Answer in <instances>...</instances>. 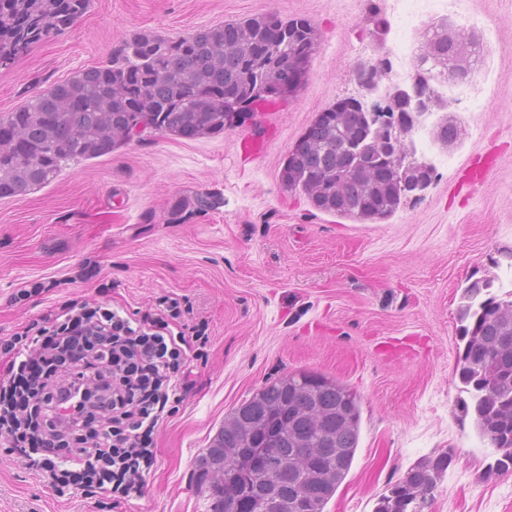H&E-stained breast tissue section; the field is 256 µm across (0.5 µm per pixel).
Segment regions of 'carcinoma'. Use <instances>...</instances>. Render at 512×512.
I'll list each match as a JSON object with an SVG mask.
<instances>
[{
    "label": "carcinoma",
    "instance_id": "1",
    "mask_svg": "<svg viewBox=\"0 0 512 512\" xmlns=\"http://www.w3.org/2000/svg\"><path fill=\"white\" fill-rule=\"evenodd\" d=\"M90 0H0V70L8 69L33 46L67 32L87 11ZM269 16L251 18L229 26L200 30L179 38L135 34L112 50L109 64L84 70L72 78L34 92L13 112L0 116V198L27 194L49 183L70 163L112 153L128 140L132 127L142 126L145 136L155 130L194 139L225 130L228 99L252 108H239L236 124L251 117L271 100L246 98V85L262 84L278 66L279 57L294 45L279 43L261 51ZM453 43L448 32L436 31L422 62L454 68ZM75 104L79 111L68 112ZM355 137L353 113H339L314 121L299 140L300 151L289 157L281 180L290 189L300 188L317 209L350 216L377 218L392 213L403 188L393 172L380 167L368 178H356L360 167L346 144ZM493 281H475L461 295L460 342L454 378L462 384L472 409L480 441L494 447L489 436L512 430V379L499 381L500 398L487 400L473 386L480 372L499 374L512 366L509 355L495 356L496 347L512 336V291H492ZM299 390L311 400L349 411L350 419L332 420L338 430L337 447L327 443L329 429L303 420L297 432L316 449L312 471L330 476L338 486L346 477L359 439L360 399L344 384L320 373H288L267 382L224 421L232 431L239 416L262 423L267 403L284 390ZM342 456H336V448ZM450 453L430 458L404 478L387 485L374 512H429L439 473L448 468ZM197 489L207 495L209 512H224V480L234 477L247 489L241 505H257L255 490L276 484L281 492L297 496L310 473L291 475L265 462L250 470L224 448L219 434L197 464Z\"/></svg>",
    "mask_w": 512,
    "mask_h": 512
}]
</instances>
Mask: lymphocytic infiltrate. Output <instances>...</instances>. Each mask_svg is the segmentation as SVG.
I'll return each mask as SVG.
<instances>
[{
	"mask_svg": "<svg viewBox=\"0 0 512 512\" xmlns=\"http://www.w3.org/2000/svg\"><path fill=\"white\" fill-rule=\"evenodd\" d=\"M180 316L174 298L153 313L69 302L43 315L38 335L0 339V435L55 494L93 486L113 512L143 496L154 434L186 387L193 344L207 342L177 331Z\"/></svg>",
	"mask_w": 512,
	"mask_h": 512,
	"instance_id": "1",
	"label": "lymphocytic infiltrate"
}]
</instances>
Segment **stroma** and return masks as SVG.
<instances>
[{
	"instance_id": "obj_1",
	"label": "stroma",
	"mask_w": 512,
	"mask_h": 512,
	"mask_svg": "<svg viewBox=\"0 0 512 512\" xmlns=\"http://www.w3.org/2000/svg\"><path fill=\"white\" fill-rule=\"evenodd\" d=\"M373 2L91 0L65 35L0 70L4 115L106 65L136 32L184 36L270 13L317 30L302 86L242 128L122 143L0 198V338L24 335L69 300L148 310L173 297L187 308L184 333L208 325L130 512H207L189 475L225 419L269 380L305 370L360 397L358 446L325 512H373L388 482L449 448L431 512H512V472H493L496 455L477 446L453 377L463 288L512 273V0L457 2L494 28L495 91L464 113L437 102L444 120L482 133L445 144L448 167L420 198L364 219L321 211L280 179L318 113L354 94L353 69L375 46ZM246 137L259 152H240ZM201 193L214 208L174 216ZM109 508L100 494L55 497L0 444V512Z\"/></svg>"
}]
</instances>
